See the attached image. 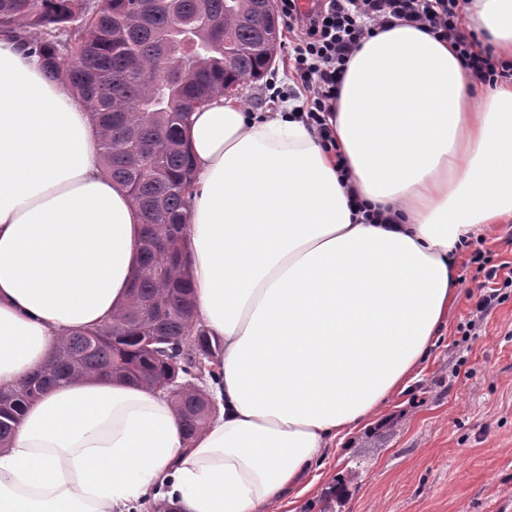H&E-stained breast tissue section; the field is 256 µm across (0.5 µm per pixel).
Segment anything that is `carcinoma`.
Here are the masks:
<instances>
[{"label": "carcinoma", "instance_id": "carcinoma-1", "mask_svg": "<svg viewBox=\"0 0 512 512\" xmlns=\"http://www.w3.org/2000/svg\"><path fill=\"white\" fill-rule=\"evenodd\" d=\"M259 0H0V28L40 33L28 43L47 75L81 95L100 133L104 173L143 217L128 300L94 328L74 329L16 386H0V448L47 390L107 379L172 398L186 440L216 415L208 383L223 345L197 318L186 225L193 198L184 148L190 115L272 65L278 18Z\"/></svg>", "mask_w": 512, "mask_h": 512}]
</instances>
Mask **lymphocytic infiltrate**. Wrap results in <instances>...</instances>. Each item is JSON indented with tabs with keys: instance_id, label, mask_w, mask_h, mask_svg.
I'll list each match as a JSON object with an SVG mask.
<instances>
[{
	"instance_id": "obj_1",
	"label": "lymphocytic infiltrate",
	"mask_w": 512,
	"mask_h": 512,
	"mask_svg": "<svg viewBox=\"0 0 512 512\" xmlns=\"http://www.w3.org/2000/svg\"><path fill=\"white\" fill-rule=\"evenodd\" d=\"M467 3L468 0H320L314 11L306 13L298 0H280L283 21L298 33L288 47L291 75L305 93L302 103L293 105L292 116L305 122L325 151L336 150L327 118L338 98L347 64L364 40L395 19L448 40L461 65L480 83L493 87L511 82L512 62L479 50L477 35L463 29L461 17ZM471 260L483 267L484 280L465 324L469 332L503 301L504 289L512 288L511 266L490 264L481 250L475 251Z\"/></svg>"
}]
</instances>
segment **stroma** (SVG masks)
Masks as SVG:
<instances>
[{
  "label": "stroma",
  "instance_id": "35a3bbf8",
  "mask_svg": "<svg viewBox=\"0 0 512 512\" xmlns=\"http://www.w3.org/2000/svg\"><path fill=\"white\" fill-rule=\"evenodd\" d=\"M460 295L428 363L332 448L298 512H512V297L476 336Z\"/></svg>",
  "mask_w": 512,
  "mask_h": 512
}]
</instances>
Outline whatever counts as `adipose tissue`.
<instances>
[{
    "mask_svg": "<svg viewBox=\"0 0 512 512\" xmlns=\"http://www.w3.org/2000/svg\"><path fill=\"white\" fill-rule=\"evenodd\" d=\"M466 26L512 61V0H470ZM475 84L448 41L395 20L347 65L337 153L281 112H193L187 234L222 414L187 442L156 391L51 389L0 449V512H125L163 485L183 512H298L334 442L428 362L463 241L512 222V83ZM352 189L396 223H363ZM141 231L86 103L0 35V385L125 302Z\"/></svg>",
    "mask_w": 512,
    "mask_h": 512,
    "instance_id": "ef3b65f1",
    "label": "adipose tissue"
}]
</instances>
